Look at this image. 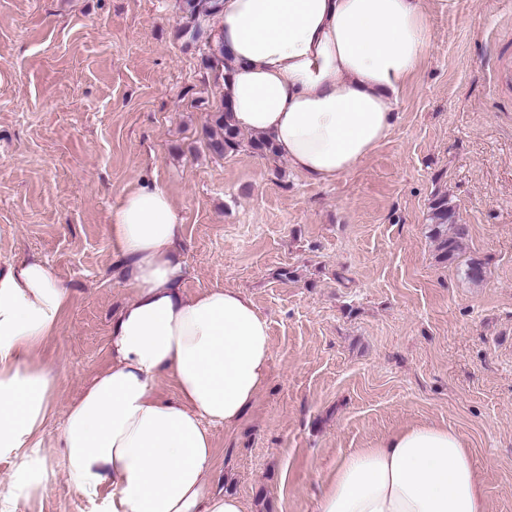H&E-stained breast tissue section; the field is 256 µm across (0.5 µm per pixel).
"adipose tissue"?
<instances>
[{"label": "adipose tissue", "instance_id": "adipose-tissue-1", "mask_svg": "<svg viewBox=\"0 0 512 512\" xmlns=\"http://www.w3.org/2000/svg\"><path fill=\"white\" fill-rule=\"evenodd\" d=\"M224 100L242 130L327 184L388 136L400 92L429 56L423 0H221ZM109 236L130 296L112 321V365L71 402L58 435L84 492L112 488V512H245L212 492L211 430L236 423L265 385L269 325L239 290L181 292L182 220L161 186L113 206ZM70 292L33 257L0 271V460L14 462L0 505L45 488L43 429L58 374L39 358ZM171 379L175 399L162 398ZM316 512H487L457 432L416 424L337 460Z\"/></svg>", "mask_w": 512, "mask_h": 512}]
</instances>
